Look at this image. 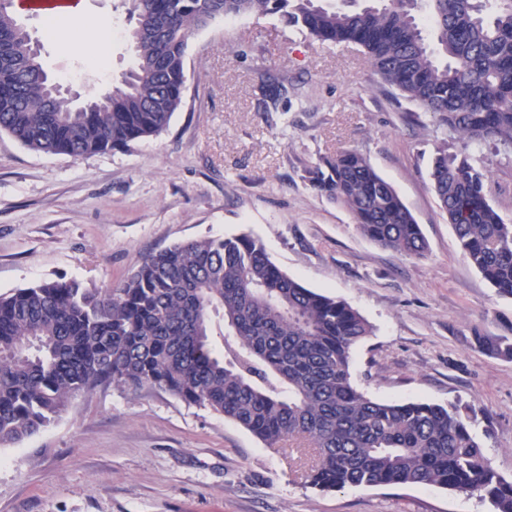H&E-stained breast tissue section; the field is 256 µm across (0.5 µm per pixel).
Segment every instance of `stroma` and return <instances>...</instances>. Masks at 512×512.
I'll return each instance as SVG.
<instances>
[{"mask_svg": "<svg viewBox=\"0 0 512 512\" xmlns=\"http://www.w3.org/2000/svg\"><path fill=\"white\" fill-rule=\"evenodd\" d=\"M112 24L106 74L77 44L43 40L49 75L83 97L133 64L122 0H85ZM186 98L168 129L130 150L75 159L0 133V293L45 279L113 288L152 252L241 234L305 287L372 325L352 352L357 389L379 401L458 404L493 468L512 479V360L476 335L512 337V298L462 257L431 188L441 142L431 118L396 101L353 45H322L277 17L220 18L193 35ZM284 71L310 94L263 109L260 78ZM355 150L411 211L429 245L416 259L359 234L316 195L306 170ZM489 196L512 222V158L483 147ZM296 447L270 448L213 411L157 387H99L58 419L0 447V512H493L434 486L313 488Z\"/></svg>", "mask_w": 512, "mask_h": 512, "instance_id": "stroma-1", "label": "stroma"}]
</instances>
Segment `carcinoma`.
<instances>
[{
    "label": "carcinoma",
    "mask_w": 512,
    "mask_h": 512,
    "mask_svg": "<svg viewBox=\"0 0 512 512\" xmlns=\"http://www.w3.org/2000/svg\"><path fill=\"white\" fill-rule=\"evenodd\" d=\"M134 68L112 96L79 107L57 94L40 51L0 0V131L27 149L82 158L157 137L182 107L189 39L213 21L278 16L321 44L352 43L382 84L429 113L444 138L429 178L463 258L512 297V222L487 199L473 148L512 154V0H123ZM266 77L264 111L300 88ZM318 195L361 235L424 258L428 243L394 187L355 150L307 171ZM219 316L222 322H214ZM224 337V353L212 336ZM370 323L346 302L283 272L247 236L190 239L150 255L116 288L42 280L0 294V447L58 418L81 391L161 388L232 421L270 447L302 442L310 485H430L512 512L498 474L455 404L381 402L351 380ZM512 359V340L483 338Z\"/></svg>",
    "instance_id": "carcinoma-1"
}]
</instances>
